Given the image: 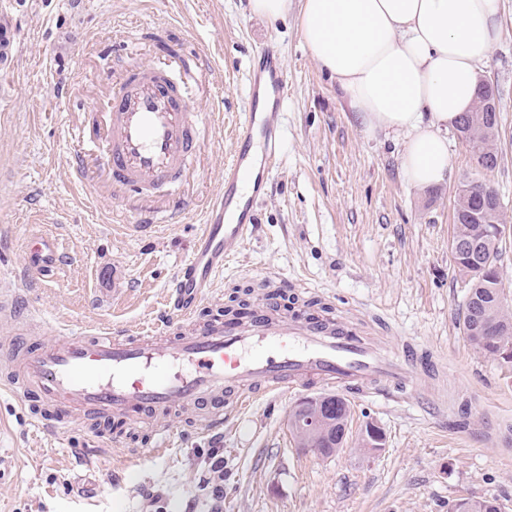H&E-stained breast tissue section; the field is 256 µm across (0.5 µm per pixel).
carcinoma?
Wrapping results in <instances>:
<instances>
[{"mask_svg":"<svg viewBox=\"0 0 512 512\" xmlns=\"http://www.w3.org/2000/svg\"><path fill=\"white\" fill-rule=\"evenodd\" d=\"M474 124L456 126L460 137L470 146L476 158L486 162L479 164L483 170H493L498 165L496 140L498 112L481 113L471 111ZM481 206L472 200L455 210L454 233L470 240L481 241L489 223H478L470 218L471 206ZM458 271L469 278V288L465 302L462 329L474 349L512 367V355L504 356L507 346H512V299L501 287L502 278L498 268V248L485 250L472 260L467 256H454ZM348 407L345 401L331 394L315 396L294 406L288 417V427L293 421L310 416L320 427L317 432H292L298 446L313 448L324 456L333 455L334 447L342 443L344 426L348 421ZM500 505L495 499L469 498L463 505L465 512H499Z\"/></svg>","mask_w":512,"mask_h":512,"instance_id":"obj_1","label":"carcinoma"}]
</instances>
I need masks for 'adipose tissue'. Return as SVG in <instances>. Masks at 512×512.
Here are the masks:
<instances>
[{
	"label": "adipose tissue",
	"instance_id": "1",
	"mask_svg": "<svg viewBox=\"0 0 512 512\" xmlns=\"http://www.w3.org/2000/svg\"><path fill=\"white\" fill-rule=\"evenodd\" d=\"M300 27L365 132L403 137L406 182H446L448 132L476 98L499 0H301Z\"/></svg>",
	"mask_w": 512,
	"mask_h": 512
}]
</instances>
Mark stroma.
Wrapping results in <instances>:
<instances>
[{
	"mask_svg": "<svg viewBox=\"0 0 512 512\" xmlns=\"http://www.w3.org/2000/svg\"><path fill=\"white\" fill-rule=\"evenodd\" d=\"M0 276H17L29 234L54 238L70 260L29 297V337L93 326L133 335L162 312L168 284L203 226L224 178L246 105L245 72L275 47L288 77L282 152L257 208L250 240L228 261L198 321L255 294L267 271L304 286L357 327L432 355L446 383L407 402L351 399L347 442L325 457L299 448L288 430L298 387L246 406L223 428L176 439L164 456L126 464L148 448L137 421L116 422L121 447L82 457L93 437L35 432L26 408L0 392V512H211L203 488L208 451L224 455L221 512H448L460 497L494 498L512 512V369L477 353L462 330L468 280L449 248L458 188L489 183L503 206L499 267L512 290V0H502L500 37L482 70L499 108V164L478 167L448 133L453 176L420 192L399 170L401 140L373 138L305 48L299 8L270 23L248 0H0ZM166 63L198 107L221 116L207 127L193 172L169 203L197 207L141 235L130 192H114L97 151L77 129L103 112L120 70L113 60ZM83 152L96 191L87 201L70 157ZM381 451L361 444L366 423Z\"/></svg>",
	"mask_w": 512,
	"mask_h": 512,
	"instance_id": "stroma-1",
	"label": "stroma"
}]
</instances>
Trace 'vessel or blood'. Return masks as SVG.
Returning <instances> with one entry per match:
<instances>
[{
  "label": "vessel or blood",
  "instance_id": "obj_1",
  "mask_svg": "<svg viewBox=\"0 0 512 512\" xmlns=\"http://www.w3.org/2000/svg\"><path fill=\"white\" fill-rule=\"evenodd\" d=\"M248 68L247 110L224 186L204 211L203 227L169 284L168 304L154 327L135 335L89 327L62 331L47 343L14 336L11 362L0 388L28 405L34 426L63 433L65 421L93 426L99 420L142 414L153 421L152 448L135 456L165 455L171 445V414L190 427L214 430L243 406L296 386L330 383L346 394L365 392L394 399L427 371L413 350L402 357L382 353L342 317L292 310L286 317L257 312L246 323L216 318L200 323V304L224 274V264L243 244L266 194L265 176L281 145V116L288 82L258 53ZM204 112L162 71L139 65L124 71L112 88L101 158L121 190L158 189L185 177L199 153ZM26 288L59 274L65 253L38 237L26 244ZM0 307L16 324L34 308L15 295Z\"/></svg>",
  "mask_w": 512,
  "mask_h": 512
}]
</instances>
